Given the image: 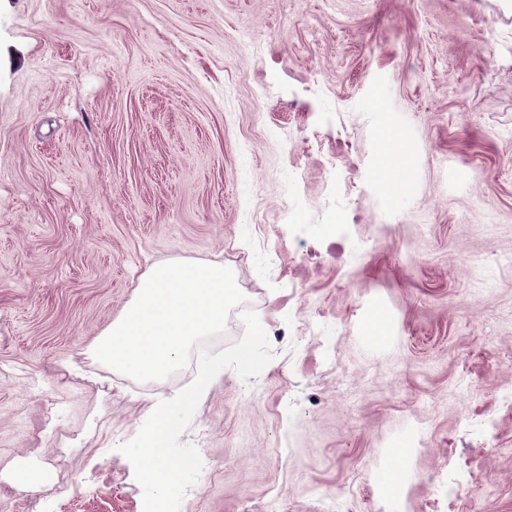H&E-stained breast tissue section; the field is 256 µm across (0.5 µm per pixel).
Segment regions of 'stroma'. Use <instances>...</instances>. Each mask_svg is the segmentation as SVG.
<instances>
[{"label":"stroma","instance_id":"obj_1","mask_svg":"<svg viewBox=\"0 0 512 512\" xmlns=\"http://www.w3.org/2000/svg\"><path fill=\"white\" fill-rule=\"evenodd\" d=\"M313 77L328 114L289 111ZM385 77L408 138L366 106ZM315 130L411 204L358 182L328 238ZM171 260L231 269L274 354L199 402L180 512H377L374 448L416 427L409 512H512V0H0V479L49 464L45 512H143L118 447L178 389L93 348Z\"/></svg>","mask_w":512,"mask_h":512}]
</instances>
